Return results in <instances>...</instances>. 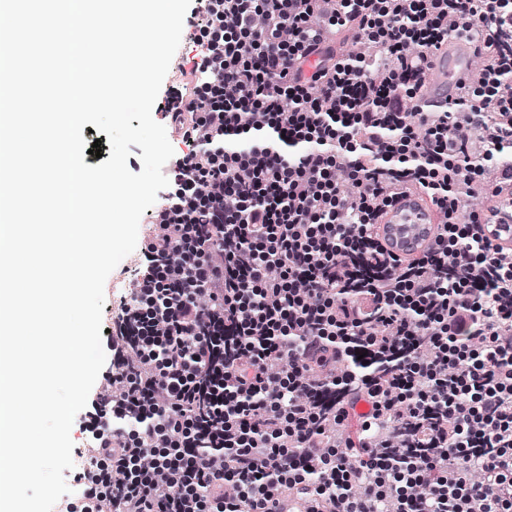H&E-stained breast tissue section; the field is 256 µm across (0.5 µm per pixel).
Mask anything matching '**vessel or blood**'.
<instances>
[{"mask_svg":"<svg viewBox=\"0 0 512 512\" xmlns=\"http://www.w3.org/2000/svg\"><path fill=\"white\" fill-rule=\"evenodd\" d=\"M473 49L463 43H451L431 61L430 84L421 101L426 112H441L457 99L461 82L471 74ZM436 218L432 207L418 193L408 191L397 198L384 213L379 233L388 247L403 256L420 253L432 240Z\"/></svg>","mask_w":512,"mask_h":512,"instance_id":"obj_1","label":"vessel or blood"}]
</instances>
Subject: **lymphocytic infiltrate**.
Masks as SVG:
<instances>
[{
	"instance_id": "obj_1",
	"label": "lymphocytic infiltrate",
	"mask_w": 512,
	"mask_h": 512,
	"mask_svg": "<svg viewBox=\"0 0 512 512\" xmlns=\"http://www.w3.org/2000/svg\"><path fill=\"white\" fill-rule=\"evenodd\" d=\"M179 149L56 512H512V0H198ZM475 74L421 112L432 55ZM437 233L401 258L403 191ZM436 218L418 193L407 191L383 214L379 233L388 248L403 256L420 253L432 240Z\"/></svg>"
}]
</instances>
